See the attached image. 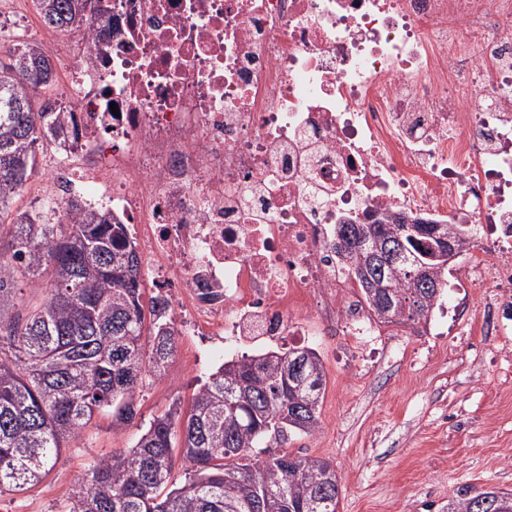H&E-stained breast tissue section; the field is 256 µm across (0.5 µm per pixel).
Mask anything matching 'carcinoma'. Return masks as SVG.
Here are the masks:
<instances>
[{
	"label": "carcinoma",
	"mask_w": 512,
	"mask_h": 512,
	"mask_svg": "<svg viewBox=\"0 0 512 512\" xmlns=\"http://www.w3.org/2000/svg\"><path fill=\"white\" fill-rule=\"evenodd\" d=\"M88 2L37 0V9L44 25L65 33L88 20ZM53 78L51 58L37 44L18 42L0 57V218L34 171L37 142L64 144L73 134L65 103L36 100ZM67 207L68 224L50 205L0 224V341L14 350L0 357V491L41 484L95 415L107 411L114 424L131 422L139 383L162 375L177 349L163 298H152L145 324L143 277L127 225L73 200ZM364 220V237L394 232L408 254L432 268L429 288L393 272L398 299L388 317L365 288L362 247L336 250L369 310L387 324L427 318L448 273V262L430 259L435 239L419 232L420 222L407 225L404 214L370 211ZM441 232L469 247L472 228L444 224ZM19 281L47 289L24 317L7 310ZM304 354L312 391L283 373ZM325 384L321 358L308 345L228 360L194 392L189 410L171 406L134 447L97 458L66 512H339L340 483L328 460L254 453L266 437L315 432ZM178 458L188 477L170 489ZM448 512H512V493L466 487Z\"/></svg>",
	"instance_id": "cac0c4a2"
}]
</instances>
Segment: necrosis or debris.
I'll use <instances>...</instances> for the list:
<instances>
[{
    "mask_svg": "<svg viewBox=\"0 0 512 512\" xmlns=\"http://www.w3.org/2000/svg\"><path fill=\"white\" fill-rule=\"evenodd\" d=\"M109 4L42 31L78 132L50 179L134 225L192 335H374L336 258L368 210L471 225V284L512 297V0Z\"/></svg>",
    "mask_w": 512,
    "mask_h": 512,
    "instance_id": "4bbe7bcc",
    "label": "necrosis or debris"
}]
</instances>
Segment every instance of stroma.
I'll return each instance as SVG.
<instances>
[{"mask_svg":"<svg viewBox=\"0 0 512 512\" xmlns=\"http://www.w3.org/2000/svg\"><path fill=\"white\" fill-rule=\"evenodd\" d=\"M36 170L14 197L12 213L33 212L51 194L46 172L55 146L36 151ZM461 261L426 321L380 325L360 341L337 333L311 336L326 373L319 424L279 451L328 459L342 496L339 512H444L459 488L512 492V326L485 330L477 316L500 299L492 287L467 288ZM230 353L179 336L162 377L145 376L134 420L113 427L98 415L64 449L43 484L0 495V512H63L99 456L133 447L150 421L174 401L189 405L201 381Z\"/></svg>","mask_w":512,"mask_h":512,"instance_id":"obj_1","label":"stroma"}]
</instances>
